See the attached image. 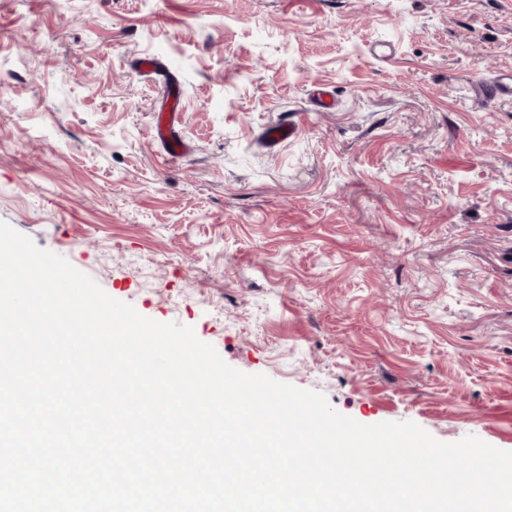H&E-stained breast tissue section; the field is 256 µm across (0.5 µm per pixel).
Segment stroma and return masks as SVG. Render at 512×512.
<instances>
[{
  "label": "stroma",
  "mask_w": 512,
  "mask_h": 512,
  "mask_svg": "<svg viewBox=\"0 0 512 512\" xmlns=\"http://www.w3.org/2000/svg\"><path fill=\"white\" fill-rule=\"evenodd\" d=\"M499 71L512 0H0V220L242 372L512 451ZM475 94L480 102H491L502 97L512 98V73L499 78L495 84L489 87L476 88ZM177 96V88L172 83L169 97L163 103L153 116V124L151 126L153 137L167 144L168 156L171 159L180 157L186 151V146L175 139L173 133L176 124L180 123L181 116L177 112L176 102L173 104Z\"/></svg>",
  "instance_id": "obj_1"
}]
</instances>
